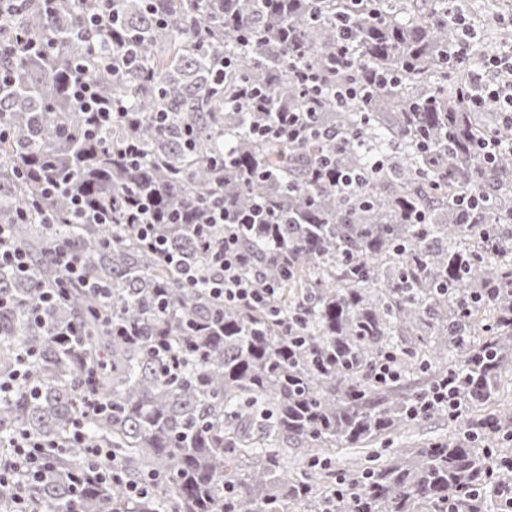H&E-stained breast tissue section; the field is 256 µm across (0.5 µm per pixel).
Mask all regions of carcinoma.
<instances>
[{
	"mask_svg": "<svg viewBox=\"0 0 512 512\" xmlns=\"http://www.w3.org/2000/svg\"><path fill=\"white\" fill-rule=\"evenodd\" d=\"M117 0L115 40L135 45L139 65L121 48H93L80 27L106 0H24L7 27L46 43L42 56L0 49L14 81L0 97V224L36 271L0 268V377L37 353L31 384L0 402V431L19 427L63 448L55 479L29 494L43 512H68L71 481L82 512H474L469 492L494 483L499 455L483 452L485 429L512 432L507 412L473 418L447 439L385 465L366 466L349 487L317 483L320 448H358L401 426L445 412L417 394L379 383L387 356L407 373L416 352L393 351L409 328L436 352L458 360L430 380L458 377L459 398L477 408L495 393L512 358V156L485 170L472 151L499 127L494 103L470 110L463 69L448 68V16L436 0ZM352 12L357 25L348 70L393 81L367 86L354 101L324 97L312 106L289 78L299 61L341 90L331 72L336 29L329 17ZM232 15L236 25L229 26ZM286 30L291 39L279 33ZM83 64L102 95L140 114L84 136L83 112L68 94ZM266 91L270 111L316 109L317 134L303 142L261 140L241 87ZM157 112L164 125L153 122ZM142 159L127 166L113 151L131 135ZM328 159L352 184L314 177ZM66 183L88 207L111 204L109 224H75L70 200L42 193L45 178ZM491 188L477 213L461 205L472 187ZM133 192L160 210L185 216L155 225L181 259L168 265L126 221ZM258 203L279 215L281 236L236 227L257 272L256 286L277 294L266 307L224 303L186 284L185 270L208 271L198 240V203ZM66 245L111 296L66 280L51 262ZM47 288L58 301L38 306ZM490 300H474L487 295ZM76 335L63 336L66 330ZM85 420L84 442L70 440ZM307 448L308 470L288 472V447ZM106 448L122 480L85 479L87 449ZM158 477L145 499L127 500L123 483Z\"/></svg>",
	"mask_w": 512,
	"mask_h": 512,
	"instance_id": "cac0c4a2",
	"label": "carcinoma"
}]
</instances>
